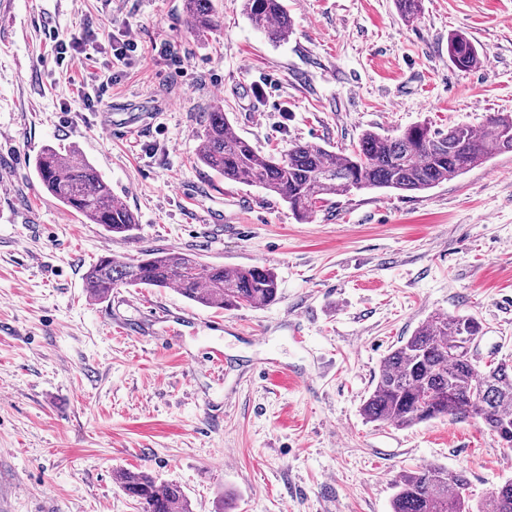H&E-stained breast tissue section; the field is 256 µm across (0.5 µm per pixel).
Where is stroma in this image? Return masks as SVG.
<instances>
[{"mask_svg": "<svg viewBox=\"0 0 512 512\" xmlns=\"http://www.w3.org/2000/svg\"><path fill=\"white\" fill-rule=\"evenodd\" d=\"M284 3V41L243 0H214L220 24L200 43L183 0H0V512H138L121 469L180 483L193 512H391L396 477L431 464L463 472L474 504L512 479V448L474 420L360 412L390 348L433 316H476L481 362L512 357V153L423 192L336 196L304 220L197 160L217 106L278 157L512 113V0H424L411 23L395 0ZM88 16L97 50L57 61L50 31L81 36ZM126 28L138 47L116 63L109 40ZM455 31L483 65H451ZM128 100L153 124L106 130ZM48 145L96 166L133 236L110 240L43 190L28 162ZM109 248L265 266L278 299L224 311L121 287L97 301L84 276ZM214 349L218 369L200 358Z\"/></svg>", "mask_w": 512, "mask_h": 512, "instance_id": "1", "label": "stroma"}]
</instances>
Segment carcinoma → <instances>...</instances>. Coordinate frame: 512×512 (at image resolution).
Segmentation results:
<instances>
[{
    "label": "carcinoma",
    "mask_w": 512,
    "mask_h": 512,
    "mask_svg": "<svg viewBox=\"0 0 512 512\" xmlns=\"http://www.w3.org/2000/svg\"><path fill=\"white\" fill-rule=\"evenodd\" d=\"M402 20L414 21L422 0H395ZM244 12L269 40H284L292 21L283 0H244ZM191 33L205 40L218 26L213 0H186ZM448 58L460 71L480 66L479 47L465 34L448 35ZM198 161L224 179L258 186L278 196L297 217L313 214L330 197L352 191L387 189L420 192L459 177L497 155L512 153V115L497 114L476 131L454 125L448 131L426 124L394 136L366 131L349 153L313 143H295L282 157L263 155L235 135L227 115L215 109L204 116ZM34 172L64 207L99 224L109 238L136 229L135 214L112 195L96 167L75 150L45 147L34 158ZM118 287L172 288L205 308H260L278 298L273 271L262 266L206 265L180 253L148 251L136 260L110 252L85 274L90 297L103 300ZM473 315L434 316L384 357L361 412L369 422L411 427L452 416L473 418L512 448V362L478 365L460 353L466 337H481ZM123 492L139 512H191L183 487L160 482L145 471L123 469ZM467 478L439 465L400 473L394 482L392 512H512V481H506L472 508L463 496Z\"/></svg>",
    "instance_id": "1"
}]
</instances>
